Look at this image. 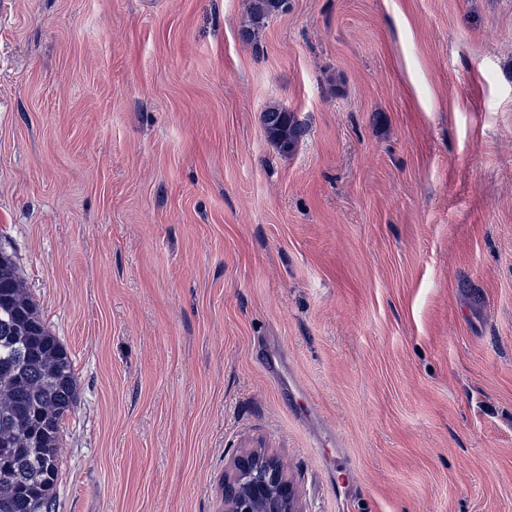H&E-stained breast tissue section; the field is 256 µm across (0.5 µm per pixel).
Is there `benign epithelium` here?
Returning a JSON list of instances; mask_svg holds the SVG:
<instances>
[{
	"instance_id": "1",
	"label": "benign epithelium",
	"mask_w": 512,
	"mask_h": 512,
	"mask_svg": "<svg viewBox=\"0 0 512 512\" xmlns=\"http://www.w3.org/2000/svg\"><path fill=\"white\" fill-rule=\"evenodd\" d=\"M296 502L278 462L258 453L240 458L234 479L224 482V512H298Z\"/></svg>"
}]
</instances>
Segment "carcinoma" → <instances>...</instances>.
Segmentation results:
<instances>
[{
	"mask_svg": "<svg viewBox=\"0 0 512 512\" xmlns=\"http://www.w3.org/2000/svg\"><path fill=\"white\" fill-rule=\"evenodd\" d=\"M276 0H253L250 24L242 29L255 40ZM25 356L0 362V512H52L56 498L59 431L76 404L72 359L47 329L18 276L0 275V357L14 346Z\"/></svg>",
	"mask_w": 512,
	"mask_h": 512,
	"instance_id": "1",
	"label": "carcinoma"
}]
</instances>
